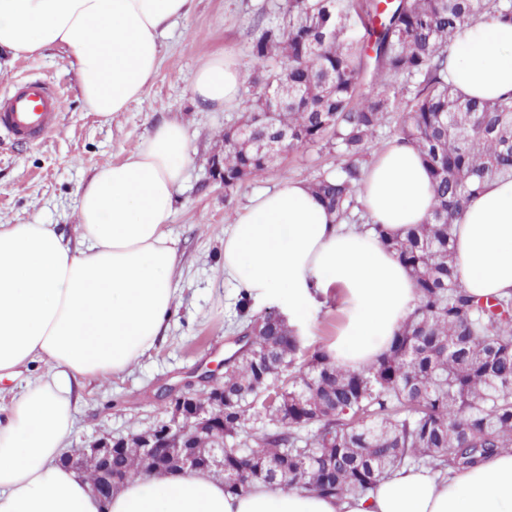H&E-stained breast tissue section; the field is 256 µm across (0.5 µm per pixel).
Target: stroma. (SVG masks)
<instances>
[{
  "label": "stroma",
  "mask_w": 512,
  "mask_h": 512,
  "mask_svg": "<svg viewBox=\"0 0 512 512\" xmlns=\"http://www.w3.org/2000/svg\"><path fill=\"white\" fill-rule=\"evenodd\" d=\"M279 3L195 0L192 12L164 38L159 70L144 93L109 121L86 109L62 54L15 59L0 51V97L19 83L40 80L62 100L57 130L44 141L24 143L0 131V224H58L75 232L79 188L96 170L120 161L163 121L181 122L190 137L191 160L169 225L179 256L178 310L163 340L122 377L83 390L68 447L87 448L168 421L171 407L157 399L162 386L219 363L232 348L239 289L222 273L225 228L251 199L282 181L309 182L336 167L335 151L310 146L282 156L262 177L228 189L211 166L224 150L225 128L241 119L251 87L242 84L224 106L205 107L192 99L189 81L218 56L251 76V46L262 28L280 22ZM340 322L334 300H317L300 331L304 346H328Z\"/></svg>",
  "instance_id": "35a3bbf8"
}]
</instances>
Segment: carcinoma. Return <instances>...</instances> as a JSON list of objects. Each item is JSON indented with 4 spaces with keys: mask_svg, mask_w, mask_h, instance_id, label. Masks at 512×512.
Wrapping results in <instances>:
<instances>
[{
    "mask_svg": "<svg viewBox=\"0 0 512 512\" xmlns=\"http://www.w3.org/2000/svg\"><path fill=\"white\" fill-rule=\"evenodd\" d=\"M283 23L262 29L251 55L257 88L244 122L224 131V188L264 173L276 157L330 142L341 162L310 182L337 222L350 218L365 157L393 112L415 145L434 206L406 234L371 228L403 262L418 302L388 351L354 372L269 313L248 352L224 368V488L280 483L321 494L365 495L403 467L465 468L512 448V296L485 300L455 279L454 224L488 181L512 178V99L474 101L445 79L457 28L478 17L512 21V0H282ZM357 12L364 33L346 20ZM263 416L260 429L246 422ZM134 454L112 457L132 473ZM249 469L241 484L236 468Z\"/></svg>",
    "mask_w": 512,
    "mask_h": 512,
    "instance_id": "1",
    "label": "carcinoma"
}]
</instances>
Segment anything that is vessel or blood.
Wrapping results in <instances>:
<instances>
[{
    "instance_id": "b4317fda",
    "label": "vessel or blood",
    "mask_w": 512,
    "mask_h": 512,
    "mask_svg": "<svg viewBox=\"0 0 512 512\" xmlns=\"http://www.w3.org/2000/svg\"><path fill=\"white\" fill-rule=\"evenodd\" d=\"M60 99L55 90L42 81H28L0 98V128L16 139L39 142L53 133Z\"/></svg>"
}]
</instances>
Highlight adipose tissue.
I'll return each mask as SVG.
<instances>
[{
    "mask_svg": "<svg viewBox=\"0 0 512 512\" xmlns=\"http://www.w3.org/2000/svg\"><path fill=\"white\" fill-rule=\"evenodd\" d=\"M194 0H0V49L16 58L56 51L75 69L85 107L103 120L138 99L158 69L161 40ZM447 80L477 100L512 97V23L486 17L456 31ZM243 80L216 58L190 80L199 102L233 101ZM190 158L186 128L156 126L80 188L79 232L0 224V380L38 368L36 384L0 406V512H512V452L464 470L402 468L361 497L258 483L229 492L196 470L129 479L108 499L60 458L87 384L126 372L162 338L178 305L179 263L166 231ZM369 227L338 224L308 184L288 180L255 197L224 234V276L250 296L285 301L303 321L337 295L345 324L327 352L359 371L389 348L414 310V282L373 225L423 223L434 197L416 148L375 152L357 192ZM456 279L474 296L512 295V179L471 197L455 226Z\"/></svg>",
    "mask_w": 512,
    "mask_h": 512,
    "instance_id": "obj_1",
    "label": "adipose tissue"
}]
</instances>
